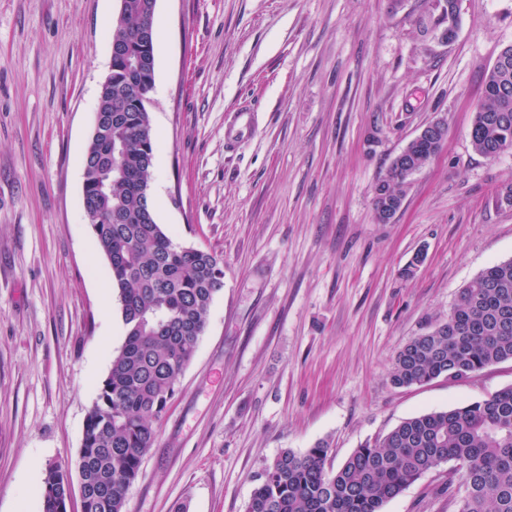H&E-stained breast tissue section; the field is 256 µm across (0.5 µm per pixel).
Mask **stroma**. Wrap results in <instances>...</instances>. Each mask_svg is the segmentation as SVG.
<instances>
[{
	"mask_svg": "<svg viewBox=\"0 0 512 512\" xmlns=\"http://www.w3.org/2000/svg\"><path fill=\"white\" fill-rule=\"evenodd\" d=\"M119 0H0V512H42L49 464L77 474L86 417L122 346L83 203ZM157 0L151 202L175 241L224 263L195 354L155 422L127 512H244L262 465L317 442L339 467L402 421L512 386V361L399 388L413 337L512 259V149L471 145L512 45V0ZM250 115L230 141L236 113ZM440 152L380 223L374 187L428 122ZM413 277L401 272L417 251ZM453 463L383 512H457Z\"/></svg>",
	"mask_w": 512,
	"mask_h": 512,
	"instance_id": "1",
	"label": "stroma"
}]
</instances>
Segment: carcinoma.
Wrapping results in <instances>:
<instances>
[{"mask_svg":"<svg viewBox=\"0 0 512 512\" xmlns=\"http://www.w3.org/2000/svg\"><path fill=\"white\" fill-rule=\"evenodd\" d=\"M157 0H119L112 23V74L102 84L83 173V204L109 262L126 329L124 344L90 407L79 453L82 512H127L126 498L151 448L154 422L192 360L207 313L223 287L211 253L187 247L157 224L151 199L155 135L140 73L155 70ZM476 152L512 148V55L489 69L471 130ZM442 148L414 142L375 186L376 213L403 199L410 176ZM512 361V259L494 264L460 291L448 321L396 354L390 381L424 385ZM329 447L286 449L255 476L245 512H382L407 486L452 461L465 493L458 512H512V387L448 410L406 419L356 449L337 469ZM71 482L59 464L45 473L43 512H68Z\"/></svg>","mask_w":512,"mask_h":512,"instance_id":"obj_1","label":"carcinoma"}]
</instances>
